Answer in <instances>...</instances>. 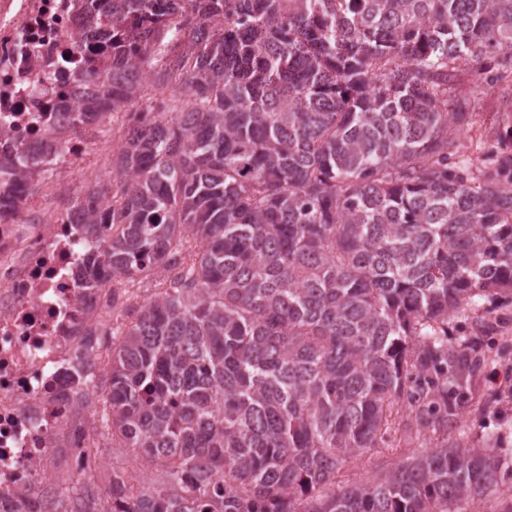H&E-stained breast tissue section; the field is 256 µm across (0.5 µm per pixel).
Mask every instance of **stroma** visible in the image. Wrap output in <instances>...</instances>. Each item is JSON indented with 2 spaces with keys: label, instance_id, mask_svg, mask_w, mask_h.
Returning <instances> with one entry per match:
<instances>
[{
  "label": "stroma",
  "instance_id": "35a3bbf8",
  "mask_svg": "<svg viewBox=\"0 0 512 512\" xmlns=\"http://www.w3.org/2000/svg\"><path fill=\"white\" fill-rule=\"evenodd\" d=\"M459 102L472 114L470 125L460 136L462 157L512 154V73L496 79L483 64L460 66L448 84L449 105ZM125 136L119 115L106 117L92 141L87 162L78 167L70 185L60 186L57 173L49 171L39 180L40 195L57 204L75 199L95 177L111 173L113 152ZM448 336L472 337L483 360L467 393L463 414L449 424L447 433L419 432L407 423L408 409L395 406L387 443L346 463L337 472L336 483L342 487L363 483L411 453L447 443L479 447L486 437L493 436L505 474L483 494L468 499L464 512H512V304L477 299L449 323Z\"/></svg>",
  "mask_w": 512,
  "mask_h": 512
}]
</instances>
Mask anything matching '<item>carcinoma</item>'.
Masks as SVG:
<instances>
[{
    "mask_svg": "<svg viewBox=\"0 0 512 512\" xmlns=\"http://www.w3.org/2000/svg\"><path fill=\"white\" fill-rule=\"evenodd\" d=\"M76 82L125 104L178 83L128 126L113 178L75 225L102 251L83 288L158 272L112 328L101 428L160 472L108 512H458L497 481L495 448L442 445L336 490L405 402L447 430L480 366L448 320L512 303V155L453 161L470 113L449 64L512 71V0H97ZM42 155L19 161L40 173ZM98 485L47 512H101Z\"/></svg>",
    "mask_w": 512,
    "mask_h": 512,
    "instance_id": "1",
    "label": "carcinoma"
}]
</instances>
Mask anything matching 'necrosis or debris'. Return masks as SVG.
Instances as JSON below:
<instances>
[{"label":"necrosis or debris","mask_w":512,"mask_h":512,"mask_svg":"<svg viewBox=\"0 0 512 512\" xmlns=\"http://www.w3.org/2000/svg\"><path fill=\"white\" fill-rule=\"evenodd\" d=\"M110 30L94 0H0V171L38 144L54 140L80 164L89 141L74 129L76 71L101 69L111 53L80 39L87 22ZM79 215L51 207L26 181L0 180V512H25L61 481L95 479L101 439L91 402L112 348V287L87 293L74 278L86 246L73 233Z\"/></svg>","instance_id":"4bbe7bcc"}]
</instances>
